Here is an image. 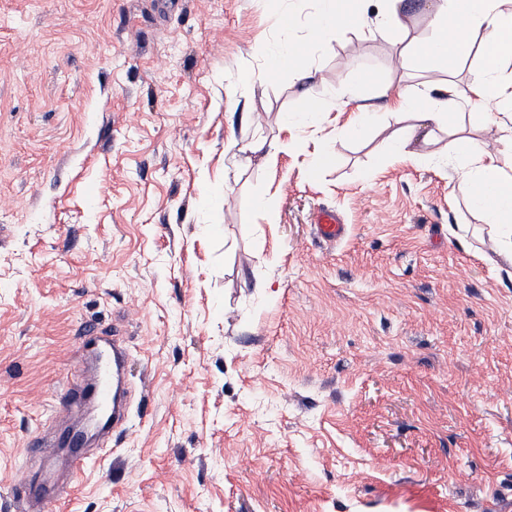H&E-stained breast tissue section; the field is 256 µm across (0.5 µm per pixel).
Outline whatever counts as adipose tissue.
I'll use <instances>...</instances> for the list:
<instances>
[{
    "instance_id": "adipose-tissue-1",
    "label": "adipose tissue",
    "mask_w": 512,
    "mask_h": 512,
    "mask_svg": "<svg viewBox=\"0 0 512 512\" xmlns=\"http://www.w3.org/2000/svg\"><path fill=\"white\" fill-rule=\"evenodd\" d=\"M368 0H352L351 10H342L340 0H320V7L310 27L314 37L337 29L346 23L361 27L367 21ZM505 0H433L431 22L437 31L431 40L415 48H401L402 61L418 57L429 61L454 64L469 48V33L480 28L484 33L483 64L473 72L466 86L447 84L444 97L418 100L407 90H399L394 107L399 116L414 115L425 126L453 124L448 113L449 98L459 96L482 111L488 129L498 131L499 146L488 149L472 139H455L446 143L449 155L460 159L462 182L473 205L489 224L503 229L501 247L512 251V127L493 112V105L512 103V78L501 75L499 64L512 56V10L505 8ZM454 25L457 36L447 41L441 36L447 25Z\"/></svg>"
}]
</instances>
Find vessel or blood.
Returning <instances> with one entry per match:
<instances>
[{
  "instance_id": "1",
  "label": "vessel or blood",
  "mask_w": 512,
  "mask_h": 512,
  "mask_svg": "<svg viewBox=\"0 0 512 512\" xmlns=\"http://www.w3.org/2000/svg\"><path fill=\"white\" fill-rule=\"evenodd\" d=\"M314 222L322 239L335 242L342 239L345 228L335 211H317ZM84 341L79 351L80 370L70 378L59 398L58 411L71 415L94 408L105 415L100 425L101 434H120L128 421L130 394L125 367L129 360V349L123 332L88 327L83 331ZM84 442L83 430L63 432L56 439V446L70 451L66 464L72 477H79L85 460L79 449ZM72 486L57 483L53 475H46L37 484L28 485L24 497L18 501L20 512H44L49 503L67 499Z\"/></svg>"
}]
</instances>
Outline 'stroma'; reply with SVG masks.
I'll list each match as a JSON object with an SVG mask.
<instances>
[{
    "instance_id": "obj_1",
    "label": "stroma",
    "mask_w": 512,
    "mask_h": 512,
    "mask_svg": "<svg viewBox=\"0 0 512 512\" xmlns=\"http://www.w3.org/2000/svg\"><path fill=\"white\" fill-rule=\"evenodd\" d=\"M408 2L402 28L312 42L315 0H0V512L87 323L125 330L136 397L48 512H512V254L447 131L391 152L392 93L465 85L483 34L399 64L435 34ZM288 38L303 75L260 79ZM256 138L273 155L239 153ZM314 224L319 237L328 242H336L344 236L345 228L340 223L335 211L321 209L314 217Z\"/></svg>"
}]
</instances>
